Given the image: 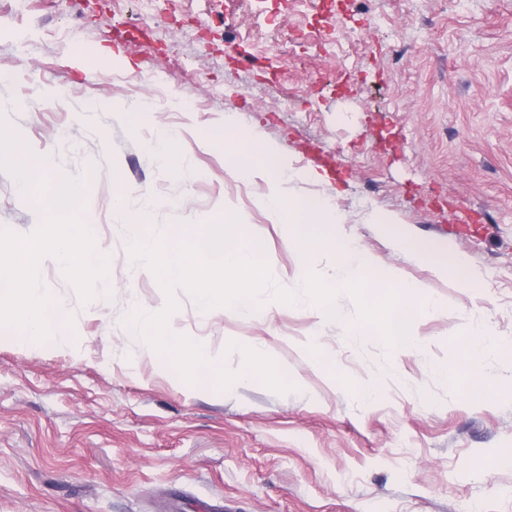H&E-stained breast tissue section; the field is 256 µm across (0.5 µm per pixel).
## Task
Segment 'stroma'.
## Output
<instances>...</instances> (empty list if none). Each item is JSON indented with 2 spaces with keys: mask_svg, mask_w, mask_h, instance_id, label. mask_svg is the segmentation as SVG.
I'll return each mask as SVG.
<instances>
[{
  "mask_svg": "<svg viewBox=\"0 0 512 512\" xmlns=\"http://www.w3.org/2000/svg\"><path fill=\"white\" fill-rule=\"evenodd\" d=\"M229 115L295 197L340 212L323 234L443 313L410 317L387 354L345 334V294L333 318L242 316L176 289L172 332L233 370L241 347L271 356L286 394L190 385L138 345L126 316L166 296L129 257L134 210L160 231L237 218L288 289L332 272L331 250L288 246L268 182L239 175ZM0 124L51 180L80 181L109 259L86 303L40 268L71 348L0 339V512H512V0H0ZM165 132L178 164L150 150ZM49 209L0 166V228L29 234ZM475 324L499 340L481 398L461 388Z\"/></svg>",
  "mask_w": 512,
  "mask_h": 512,
  "instance_id": "stroma-1",
  "label": "stroma"
}]
</instances>
